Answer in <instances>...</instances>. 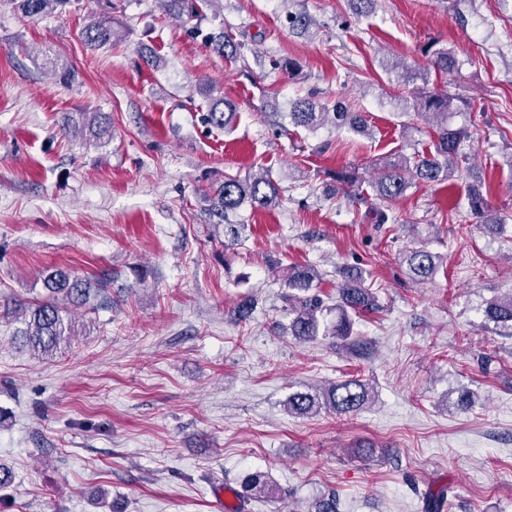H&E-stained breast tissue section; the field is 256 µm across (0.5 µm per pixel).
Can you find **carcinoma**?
Masks as SVG:
<instances>
[{
  "instance_id": "cac0c4a2",
  "label": "carcinoma",
  "mask_w": 512,
  "mask_h": 512,
  "mask_svg": "<svg viewBox=\"0 0 512 512\" xmlns=\"http://www.w3.org/2000/svg\"><path fill=\"white\" fill-rule=\"evenodd\" d=\"M72 0H0V7L6 6L24 18L39 19L61 13ZM163 12L179 22L198 28L204 10L219 0H159ZM100 16L85 26L81 38L85 45L97 51L124 40L127 28L124 23L112 19L116 4L112 0H98ZM205 47L211 52L228 59L241 55L242 43L224 34V30L205 36ZM432 67L442 76L451 77L459 69L456 55L438 48L432 52ZM453 98L435 91H419L405 100L403 115L412 121L427 124L434 132L430 142L422 150L411 155L397 154L388 159L383 171L371 188L383 203L401 198L413 183L445 184L454 179L470 176L468 201L471 212L480 219L486 232L502 234L503 222L488 204L490 187L481 178L472 175L464 152L468 134L448 125V112ZM236 112L233 104L224 98H213L201 121L217 130H230L234 125ZM288 119L296 127L316 132L324 127L336 130L348 129L357 135L368 136L370 129L360 113L351 111L345 104L336 102L329 105L316 100L311 93L290 102ZM80 127L87 130L95 141L112 139V119L104 112H78L67 119L66 128ZM211 215L217 224L224 225V236L233 241L239 237L240 225L229 223V216L246 202L254 208L268 209L276 206L279 190L269 175L238 178L227 176L224 182L214 187L211 196ZM403 262L408 275L426 282L434 278L443 266L440 255L425 246L410 247L403 252ZM318 274L313 266H293L288 269L286 286L289 289V333L301 340H308L319 332L320 318L324 312L323 300L310 293ZM44 294L34 300L16 299L7 308L9 313H18L24 318L25 327L14 332L30 350L47 356L53 354L61 343L71 341L77 335L71 309L85 308L93 311L96 302L106 294L110 284L107 278H74L61 268H50L42 277ZM376 306L375 295L365 286L363 278L355 275L344 276L339 286L336 303V323L331 335L348 339L352 335L351 315L372 310ZM484 316L497 327L512 335V293L486 303ZM375 398L373 387L360 378H350L330 385L323 391L295 392L288 396V413L295 416L314 414L329 409L336 414L353 415ZM246 491L259 496L273 498L277 495L270 484L268 475L255 472L245 482Z\"/></svg>"
}]
</instances>
